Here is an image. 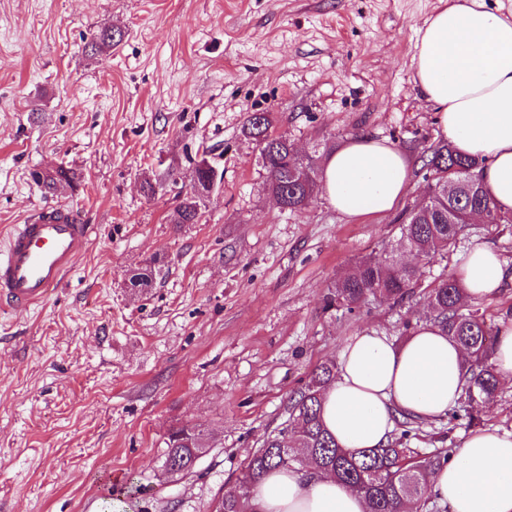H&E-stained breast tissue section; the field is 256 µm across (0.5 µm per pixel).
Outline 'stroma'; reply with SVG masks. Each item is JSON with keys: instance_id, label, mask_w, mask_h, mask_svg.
I'll list each match as a JSON object with an SVG mask.
<instances>
[{"instance_id": "stroma-1", "label": "stroma", "mask_w": 512, "mask_h": 512, "mask_svg": "<svg viewBox=\"0 0 512 512\" xmlns=\"http://www.w3.org/2000/svg\"><path fill=\"white\" fill-rule=\"evenodd\" d=\"M439 6L0 0V237L50 206L94 227L44 302L0 309V512H213L287 425L291 395L352 336L402 340L475 242L512 268V224H475L419 267L404 303L352 315L325 306L337 274L397 246L399 212L429 190L421 157L440 137L413 56ZM107 27L120 43L92 55ZM255 112L320 161L358 136L393 144L410 165L395 211L349 219L320 194L281 209L242 133ZM204 153L221 181L201 221L175 223ZM60 164L77 188L47 193L29 178ZM147 178L155 196L141 189ZM147 266L151 287H131ZM187 423L208 449L190 472H167L168 437ZM470 432L437 420L417 445L458 448Z\"/></svg>"}]
</instances>
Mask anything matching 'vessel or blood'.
Returning a JSON list of instances; mask_svg holds the SVG:
<instances>
[{
  "label": "vessel or blood",
  "instance_id": "obj_1",
  "mask_svg": "<svg viewBox=\"0 0 512 512\" xmlns=\"http://www.w3.org/2000/svg\"><path fill=\"white\" fill-rule=\"evenodd\" d=\"M91 225L74 209L46 207L0 246V302L23 312L59 287L88 246Z\"/></svg>",
  "mask_w": 512,
  "mask_h": 512
}]
</instances>
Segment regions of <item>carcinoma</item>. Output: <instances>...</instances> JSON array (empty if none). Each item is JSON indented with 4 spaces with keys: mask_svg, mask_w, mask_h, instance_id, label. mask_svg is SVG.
Returning a JSON list of instances; mask_svg holds the SVG:
<instances>
[{
    "mask_svg": "<svg viewBox=\"0 0 512 512\" xmlns=\"http://www.w3.org/2000/svg\"><path fill=\"white\" fill-rule=\"evenodd\" d=\"M116 44L112 30L94 35L91 49L109 52ZM271 120L267 112L252 113L243 128L245 136L254 140L260 153H268L262 162L267 173L266 186L272 189L283 205L295 212L307 206L318 192L322 172L307 163L313 177L301 178L289 169L294 149L288 138H270ZM424 160L427 179L432 181L428 201L406 210L401 224L400 248L418 262L433 263L446 257L456 247L474 212L484 211L491 224H512V214L498 212L488 192L476 175L479 162L462 156L447 144L431 146ZM33 182L47 192L58 183L77 186L78 177L70 168L59 165L54 173L31 172ZM175 223L196 224L203 199L179 194ZM416 267L401 260L393 250H382L362 258L353 271L334 280L327 296V306H339L350 314L375 298L402 303L411 296ZM429 317L426 321L444 330L468 354L465 384L456 406L448 412L452 419L464 417L468 424L482 421L485 404L500 391L499 376L489 361L496 342L494 331L479 310L469 305L458 280L446 277L430 290ZM336 376V365L324 363L314 369L304 385L290 398V418L297 429H282L266 438L255 451L239 478V483H258L269 471L277 468L314 469L337 480L356 486L364 494L366 512H446L429 490L434 470L448 463L453 448H437L422 454L410 447L417 438L419 421L403 415L396 419L387 444L349 454L336 445L321 417V398L325 388ZM187 426L173 432L165 464L173 471L193 468L199 447L179 440ZM249 493L224 495L223 512H252Z\"/></svg>",
    "mask_w": 512,
    "mask_h": 512,
    "instance_id": "cac0c4a2",
    "label": "carcinoma"
}]
</instances>
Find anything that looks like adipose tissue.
I'll list each match as a JSON object with an SVG mask.
<instances>
[{"instance_id": "obj_1", "label": "adipose tissue", "mask_w": 512, "mask_h": 512, "mask_svg": "<svg viewBox=\"0 0 512 512\" xmlns=\"http://www.w3.org/2000/svg\"><path fill=\"white\" fill-rule=\"evenodd\" d=\"M415 87L437 114L441 135L481 159L478 174L498 211H512V20L484 0H445L416 40ZM409 183V162L388 142L356 137L323 167V194L339 213L360 218L393 209ZM467 294L490 298L512 279L495 250L475 243L458 270ZM466 354L424 323L401 342L377 332L352 337L322 396V416L350 453L386 444L398 413L432 421L454 406ZM447 512H512V433H470L430 477ZM257 512H365L360 491L312 470H276L253 490Z\"/></svg>"}]
</instances>
